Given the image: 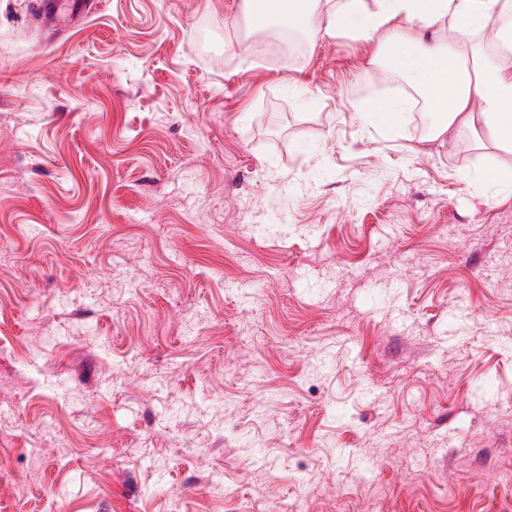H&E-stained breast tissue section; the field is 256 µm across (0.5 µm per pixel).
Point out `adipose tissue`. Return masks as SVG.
Segmentation results:
<instances>
[{
	"label": "adipose tissue",
	"instance_id": "ef3b65f1",
	"mask_svg": "<svg viewBox=\"0 0 512 512\" xmlns=\"http://www.w3.org/2000/svg\"><path fill=\"white\" fill-rule=\"evenodd\" d=\"M255 29L306 11L315 33L348 27L378 53L409 49L414 88L429 95L432 139L467 131L479 145L512 154V0H245Z\"/></svg>",
	"mask_w": 512,
	"mask_h": 512
}]
</instances>
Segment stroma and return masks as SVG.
Returning a JSON list of instances; mask_svg holds the SVG:
<instances>
[{"label": "stroma", "instance_id": "1", "mask_svg": "<svg viewBox=\"0 0 512 512\" xmlns=\"http://www.w3.org/2000/svg\"><path fill=\"white\" fill-rule=\"evenodd\" d=\"M0 0V512H512V155L240 0ZM410 106H415V100L413 97H406L396 100H390L380 103L371 111L374 118L381 124H389L393 119L399 116L401 112H404L406 108L410 109Z\"/></svg>", "mask_w": 512, "mask_h": 512}]
</instances>
